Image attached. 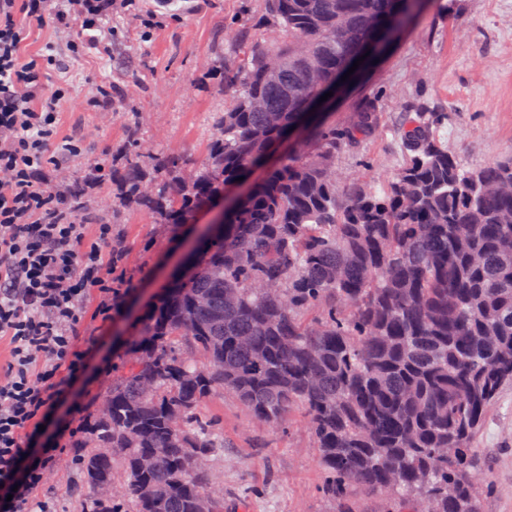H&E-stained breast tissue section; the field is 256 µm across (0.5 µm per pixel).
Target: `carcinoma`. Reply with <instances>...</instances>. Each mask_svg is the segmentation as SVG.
<instances>
[{"label": "carcinoma", "mask_w": 512, "mask_h": 512, "mask_svg": "<svg viewBox=\"0 0 512 512\" xmlns=\"http://www.w3.org/2000/svg\"><path fill=\"white\" fill-rule=\"evenodd\" d=\"M419 2L266 0L284 39L252 43L223 71L233 105L201 163L144 150L132 126L120 168L89 171L92 183L112 177L114 208L175 229L293 130L319 143L244 187L148 308L131 367L108 389L112 413L93 411L74 441L82 512H224V491L192 463L224 451L203 408L226 391L280 429L304 413L336 512H357L359 495L397 512H480L473 442L512 385V195L485 187L512 183V156L466 167L438 136L448 113L404 112L403 162L372 193L333 169L371 112L348 129L314 126L311 106L288 96L314 68L322 92L339 84L363 43L406 26ZM270 54L282 59L274 79ZM103 481L122 487L105 504Z\"/></svg>", "instance_id": "1"}]
</instances>
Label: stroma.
I'll return each instance as SVG.
<instances>
[{"mask_svg":"<svg viewBox=\"0 0 512 512\" xmlns=\"http://www.w3.org/2000/svg\"><path fill=\"white\" fill-rule=\"evenodd\" d=\"M265 18V0H171L166 7L159 0H134L115 8L106 22L110 42H86L51 74L50 86L69 90L60 134L80 148L52 170L53 187L69 192L91 166L119 159L132 125L154 151L201 162L215 115L232 102L222 89V72L242 64L241 36L269 38ZM368 106L372 127L337 150L334 166L340 176L361 173L369 190L380 191L401 164L396 121L402 112L448 113L441 135L466 166L511 155L512 0H424L377 65L326 110L324 121L353 126ZM111 195L108 181L86 188L78 219L92 228L111 225L125 246L124 270L137 290L110 320L86 310L84 368L61 382L44 430L25 438L31 456L79 431L111 386L115 368L131 361L147 305L208 220L196 215L175 236L146 211L113 213ZM206 411L224 428L225 450L212 461L214 478L224 487V512H335L303 421L272 429L229 392L210 400ZM474 446L489 486L481 512H512V386L488 412ZM79 480L69 452L47 472L43 492L58 512H79Z\"/></svg>","mask_w":512,"mask_h":512,"instance_id":"1","label":"stroma"}]
</instances>
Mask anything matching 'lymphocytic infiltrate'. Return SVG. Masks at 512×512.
I'll list each match as a JSON object with an SVG mask.
<instances>
[{
	"mask_svg": "<svg viewBox=\"0 0 512 512\" xmlns=\"http://www.w3.org/2000/svg\"><path fill=\"white\" fill-rule=\"evenodd\" d=\"M112 0H0V341L10 356L0 365V487L12 490L4 512H51L38 495L46 473L65 453L56 443L42 449L25 475L17 466L23 442L35 430L63 376L83 366L80 327L87 307L112 314V254L68 200L54 191L47 171L56 156L76 152L60 138L64 87L48 88L62 52L46 43L23 53L32 26L52 15L63 25L100 28Z\"/></svg>",
	"mask_w": 512,
	"mask_h": 512,
	"instance_id": "lymphocytic-infiltrate-1",
	"label": "lymphocytic infiltrate"
}]
</instances>
